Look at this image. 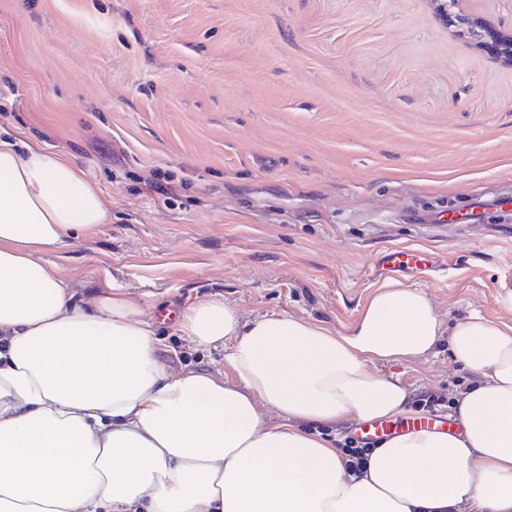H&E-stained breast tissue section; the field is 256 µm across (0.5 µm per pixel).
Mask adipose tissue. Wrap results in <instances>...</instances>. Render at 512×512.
Here are the masks:
<instances>
[{"label": "adipose tissue", "mask_w": 512, "mask_h": 512, "mask_svg": "<svg viewBox=\"0 0 512 512\" xmlns=\"http://www.w3.org/2000/svg\"><path fill=\"white\" fill-rule=\"evenodd\" d=\"M109 220L84 170L0 136V512H512V325L445 326L398 283L347 333L210 298L178 328L227 369L176 370L146 309L45 257ZM443 335L476 377L454 397L460 433L381 441L349 472L327 430L405 412L376 365Z\"/></svg>", "instance_id": "obj_1"}]
</instances>
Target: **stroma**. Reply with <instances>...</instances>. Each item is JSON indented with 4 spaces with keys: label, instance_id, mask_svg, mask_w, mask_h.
Here are the masks:
<instances>
[{
    "label": "stroma",
    "instance_id": "stroma-1",
    "mask_svg": "<svg viewBox=\"0 0 512 512\" xmlns=\"http://www.w3.org/2000/svg\"><path fill=\"white\" fill-rule=\"evenodd\" d=\"M459 7L477 36L435 0H0V129L82 168L112 215L52 260L147 306L176 369L224 353L168 312L220 295L344 333L395 246L439 254L401 282L445 323L512 324V210L460 237L437 221L467 191L512 196V66L480 45L512 37V0ZM377 369L411 416L473 380L444 338Z\"/></svg>",
    "mask_w": 512,
    "mask_h": 512
}]
</instances>
